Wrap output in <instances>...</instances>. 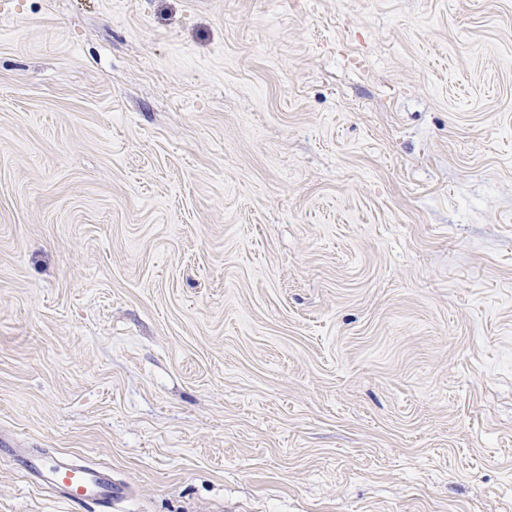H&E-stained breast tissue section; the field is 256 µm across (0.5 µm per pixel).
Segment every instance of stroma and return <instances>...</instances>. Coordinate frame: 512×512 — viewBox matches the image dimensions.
<instances>
[{
  "mask_svg": "<svg viewBox=\"0 0 512 512\" xmlns=\"http://www.w3.org/2000/svg\"><path fill=\"white\" fill-rule=\"evenodd\" d=\"M0 438L110 512H512V0H0ZM0 454L12 457L26 477L38 485H47L74 503L94 502L110 509L127 495L126 486L105 470L91 465H77L65 458L33 453L25 448H3Z\"/></svg>",
  "mask_w": 512,
  "mask_h": 512,
  "instance_id": "stroma-1",
  "label": "stroma"
}]
</instances>
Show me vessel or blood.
Segmentation results:
<instances>
[{
	"mask_svg": "<svg viewBox=\"0 0 512 512\" xmlns=\"http://www.w3.org/2000/svg\"><path fill=\"white\" fill-rule=\"evenodd\" d=\"M8 454L31 482L49 486L72 502H93L108 510L127 495L126 486L101 468L22 448L9 449Z\"/></svg>",
	"mask_w": 512,
	"mask_h": 512,
	"instance_id": "b4317fda",
	"label": "vessel or blood"
}]
</instances>
